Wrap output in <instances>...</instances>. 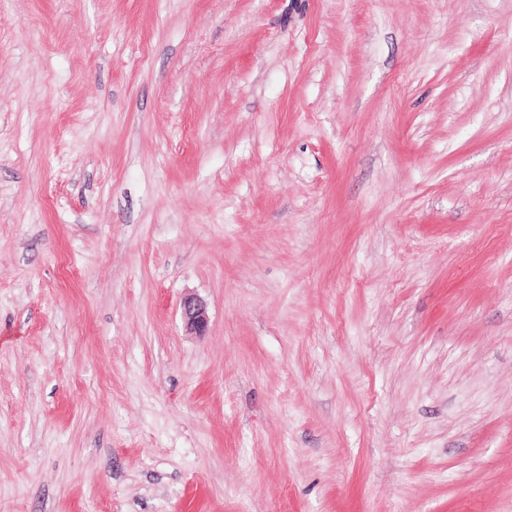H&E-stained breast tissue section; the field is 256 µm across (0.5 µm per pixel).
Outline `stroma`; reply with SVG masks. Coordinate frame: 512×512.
I'll return each instance as SVG.
<instances>
[{"mask_svg":"<svg viewBox=\"0 0 512 512\" xmlns=\"http://www.w3.org/2000/svg\"><path fill=\"white\" fill-rule=\"evenodd\" d=\"M0 512H512V0H0ZM182 321L187 330L202 335L208 322L207 306L196 297H186L180 304Z\"/></svg>","mask_w":512,"mask_h":512,"instance_id":"1","label":"stroma"}]
</instances>
